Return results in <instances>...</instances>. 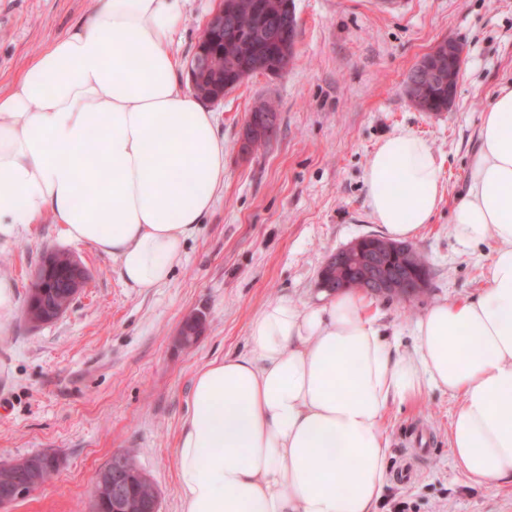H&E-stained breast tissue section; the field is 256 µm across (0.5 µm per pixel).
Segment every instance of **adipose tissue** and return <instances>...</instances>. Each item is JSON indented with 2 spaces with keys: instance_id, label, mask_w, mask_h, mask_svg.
<instances>
[{
  "instance_id": "obj_1",
  "label": "adipose tissue",
  "mask_w": 512,
  "mask_h": 512,
  "mask_svg": "<svg viewBox=\"0 0 512 512\" xmlns=\"http://www.w3.org/2000/svg\"><path fill=\"white\" fill-rule=\"evenodd\" d=\"M183 2L97 0L0 89V237L49 214L128 287L171 279L224 186L215 114L181 79ZM364 183L390 240L415 238L440 206L438 159L408 129L379 143ZM451 224L462 245L489 246L485 286L430 305L413 352L343 290L266 304L247 353L197 370L174 451L181 512H378L386 410L429 389L460 400L454 468L476 486L512 482V82L482 116Z\"/></svg>"
}]
</instances>
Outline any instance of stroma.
<instances>
[{
  "label": "stroma",
  "mask_w": 512,
  "mask_h": 512,
  "mask_svg": "<svg viewBox=\"0 0 512 512\" xmlns=\"http://www.w3.org/2000/svg\"><path fill=\"white\" fill-rule=\"evenodd\" d=\"M96 0H0V86L62 34ZM296 52L280 74H255L211 103L224 140V187L182 262L164 285L127 287L117 262L67 241L52 216L0 238V277L17 308L0 316V465L55 454L53 478L4 512H90L99 473L132 451L154 482L160 512H180L174 449L192 379L209 360L246 351L260 308L279 297L321 302L319 276L330 255L380 233L363 181L378 144L406 128L432 146L444 193L413 243L428 286L375 306L413 348L410 329L446 297L484 286L489 249L468 248L451 231V209L466 189L479 125L497 89L512 81V0H294ZM221 0H185L175 44L189 65ZM465 48L451 108L420 112L405 93L415 63L441 40ZM271 102L279 129L267 144L241 149L252 106ZM61 251L86 267L85 288L57 319L39 326L22 306L43 256ZM203 320L197 341L178 342L185 320ZM459 398L433 391L391 406L390 484L380 512H512V485L472 486L451 464L448 427ZM417 475L399 476L403 462Z\"/></svg>",
  "instance_id": "obj_1"
}]
</instances>
